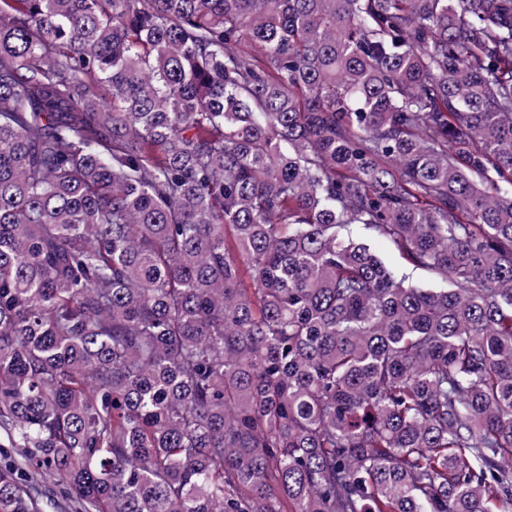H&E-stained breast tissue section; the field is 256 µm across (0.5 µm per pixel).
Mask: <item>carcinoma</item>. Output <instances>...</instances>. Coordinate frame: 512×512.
Masks as SVG:
<instances>
[{
	"label": "carcinoma",
	"mask_w": 512,
	"mask_h": 512,
	"mask_svg": "<svg viewBox=\"0 0 512 512\" xmlns=\"http://www.w3.org/2000/svg\"><path fill=\"white\" fill-rule=\"evenodd\" d=\"M0 448V512H512V0H0ZM375 247L378 253L385 259V261L391 266L395 274L398 276L407 275L411 281L423 286L442 285L435 281L433 275L427 270L416 269L403 262L397 254L392 252L387 243L383 241H377ZM38 479L43 493L41 512H72L68 507L70 502L66 499L64 489L53 476L42 474Z\"/></svg>",
	"instance_id": "carcinoma-1"
}]
</instances>
